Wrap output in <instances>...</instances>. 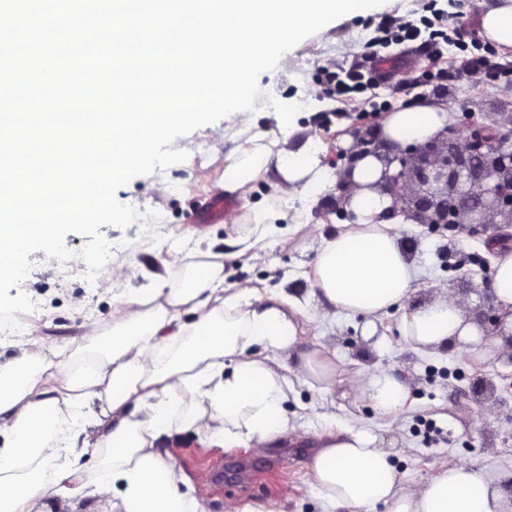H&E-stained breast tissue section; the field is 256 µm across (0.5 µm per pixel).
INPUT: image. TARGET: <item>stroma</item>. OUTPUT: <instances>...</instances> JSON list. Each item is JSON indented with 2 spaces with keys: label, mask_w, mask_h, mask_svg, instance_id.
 <instances>
[{
  "label": "stroma",
  "mask_w": 512,
  "mask_h": 512,
  "mask_svg": "<svg viewBox=\"0 0 512 512\" xmlns=\"http://www.w3.org/2000/svg\"><path fill=\"white\" fill-rule=\"evenodd\" d=\"M425 0H385L363 16L341 17L318 33L299 42L289 52L291 63L260 75L261 90L250 128L231 127L219 121L177 138L173 146L186 151L185 162L134 178L120 188L117 198L130 206L156 212L162 236L154 242L141 237L140 223L125 228L101 226L110 245L127 252L112 255L115 264L126 265L125 291L149 287L163 277L171 288L181 287L185 273L168 268L167 254L179 249L187 263L207 255L224 258V285L247 283L290 299L301 334L289 366H297L303 353L323 351L336 372L330 390L294 381L284 408L296 433L284 435L261 448H224L208 444L192 431L166 439L162 454L182 470L204 512H328L315 487L313 458L326 432L344 427L373 431L392 461L408 478L425 480L456 464H467L490 479H502L512 491V346L497 336L485 339L484 355L476 356L458 346H442L422 352L398 330L401 309L392 308L374 321L360 316H340L323 321L317 316L321 303L311 287L312 264L323 238L340 224L332 211L330 192L311 199L289 196L275 172L234 191L239 205L219 224L196 222L195 215L206 196L223 190L227 153L252 145L254 133H265L271 151L299 149L307 140L321 147L323 165L337 175L344 172L340 149L355 131L378 128L384 112L364 111L363 101L339 102L322 91L326 71H336L360 59L365 35L373 34L386 15L419 19ZM353 45V52L338 53V46ZM462 53L449 47L444 58L429 61L415 52L413 62H398L394 83H402L422 71H441L444 87L425 90L429 99L443 102L458 121L467 115L489 122L499 117L501 103H512V81L487 78L457 83L449 70L461 63ZM299 106L297 129L282 138L274 120L285 101ZM283 210L288 218L265 225L266 250L235 257L236 239L252 232L256 213ZM404 241L412 243L419 270L417 302H429L443 292L460 294L470 316L491 302L484 284V263L489 254L483 236L467 232L433 231L411 223L400 227ZM33 268L21 289L41 311L40 320L27 324L25 339L39 340L47 357L83 359V323L92 318L104 333L112 331L113 285L107 274L96 282L81 276L59 275L57 261L44 252L31 254ZM391 371L407 388L408 398L398 417L379 414L370 401L355 393L348 382L356 372ZM490 380L495 386L491 410L479 412L476 383Z\"/></svg>",
  "instance_id": "1"
}]
</instances>
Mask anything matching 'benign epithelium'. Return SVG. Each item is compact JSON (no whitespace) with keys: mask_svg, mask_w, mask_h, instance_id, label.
Masks as SVG:
<instances>
[{"mask_svg":"<svg viewBox=\"0 0 512 512\" xmlns=\"http://www.w3.org/2000/svg\"><path fill=\"white\" fill-rule=\"evenodd\" d=\"M343 154L345 180L338 185L334 209L346 217L343 203L357 162L380 156L379 139L367 130ZM396 171L384 174L393 199L389 215L402 212L433 228L466 230L474 235L493 225L495 239L512 235V113L504 124L457 123L423 145H409L386 158Z\"/></svg>","mask_w":512,"mask_h":512,"instance_id":"obj_1","label":"benign epithelium"}]
</instances>
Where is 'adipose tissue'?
I'll list each match as a JSON object with an SVG mask.
<instances>
[{
    "label": "adipose tissue",
    "mask_w": 512,
    "mask_h": 512,
    "mask_svg": "<svg viewBox=\"0 0 512 512\" xmlns=\"http://www.w3.org/2000/svg\"><path fill=\"white\" fill-rule=\"evenodd\" d=\"M452 121L445 104L424 100L389 113L377 136L395 150L434 139ZM272 169L289 191L308 197L334 181L314 146L274 153L256 142L232 151L224 187L237 190ZM384 169L373 156L358 162L344 204L349 219L318 248L312 286L321 316L376 317L401 306L400 332L417 349L454 342L482 353L483 332L454 294L410 306L417 267L398 218L386 216L392 199ZM84 329L94 355L88 367L48 360L38 342L24 341L11 367L0 369V512H36L47 497L112 499L114 512H204L161 454L162 440L191 429L227 448H258L291 430L283 404L299 324L281 297L246 284L225 287L223 262L195 265L179 289L160 279L147 292L119 295L111 334L94 320ZM292 371L324 390L336 382L318 350L302 354ZM349 382L383 415H397L407 399L404 384L385 370ZM188 388L202 404L182 413L175 399ZM64 431L70 460L45 479L38 463ZM312 470L336 512L380 504L386 512H512L503 485L469 465L408 479L364 429L332 436Z\"/></svg>",
    "instance_id": "1"
}]
</instances>
